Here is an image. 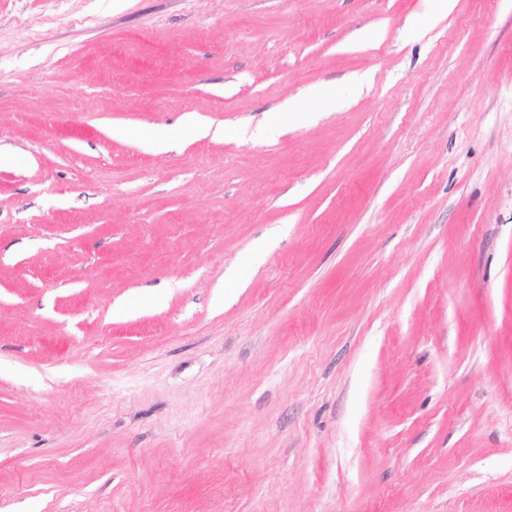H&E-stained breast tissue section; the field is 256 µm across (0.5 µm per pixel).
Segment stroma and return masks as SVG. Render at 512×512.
I'll return each mask as SVG.
<instances>
[{
	"mask_svg": "<svg viewBox=\"0 0 512 512\" xmlns=\"http://www.w3.org/2000/svg\"><path fill=\"white\" fill-rule=\"evenodd\" d=\"M430 7L0 0V512H512V0Z\"/></svg>",
	"mask_w": 512,
	"mask_h": 512,
	"instance_id": "35a3bbf8",
	"label": "stroma"
}]
</instances>
